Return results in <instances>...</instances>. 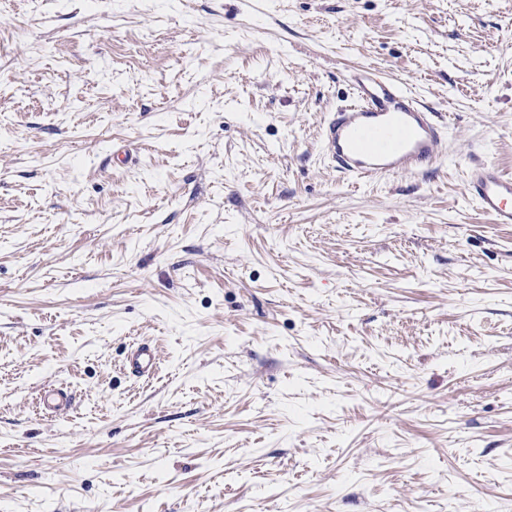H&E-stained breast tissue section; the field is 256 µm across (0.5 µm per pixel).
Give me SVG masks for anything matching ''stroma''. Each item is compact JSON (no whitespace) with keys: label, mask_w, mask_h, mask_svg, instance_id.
Masks as SVG:
<instances>
[{"label":"stroma","mask_w":512,"mask_h":512,"mask_svg":"<svg viewBox=\"0 0 512 512\" xmlns=\"http://www.w3.org/2000/svg\"><path fill=\"white\" fill-rule=\"evenodd\" d=\"M367 65L429 171L324 156ZM475 160L512 173V0H0V512H512ZM126 368L134 377L150 376L156 369V358L148 344H140L126 357Z\"/></svg>","instance_id":"1"}]
</instances>
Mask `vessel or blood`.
Returning a JSON list of instances; mask_svg holds the SVG:
<instances>
[{"mask_svg": "<svg viewBox=\"0 0 512 512\" xmlns=\"http://www.w3.org/2000/svg\"><path fill=\"white\" fill-rule=\"evenodd\" d=\"M354 101L331 113L321 129L328 157L344 176L368 180L422 172L445 149L443 128L434 112L419 104L395 79L372 68L352 74ZM469 196L497 224H512V176L478 163L466 171ZM132 376L154 373L153 349L141 344L126 357Z\"/></svg>", "mask_w": 512, "mask_h": 512, "instance_id": "vessel-or-blood-1", "label": "vessel or blood"}]
</instances>
